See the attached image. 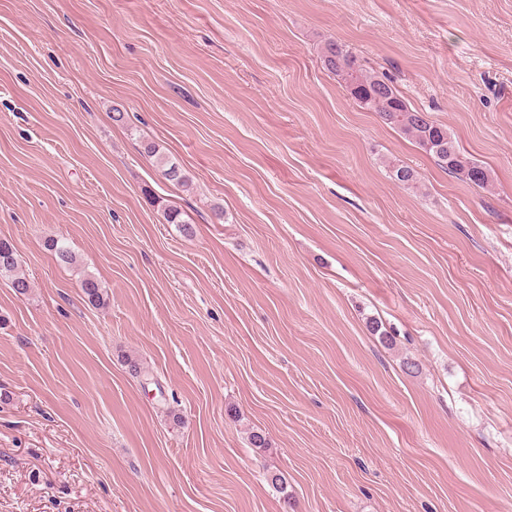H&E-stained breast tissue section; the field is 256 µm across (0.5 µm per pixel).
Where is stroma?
Segmentation results:
<instances>
[{
	"instance_id": "35a3bbf8",
	"label": "stroma",
	"mask_w": 512,
	"mask_h": 512,
	"mask_svg": "<svg viewBox=\"0 0 512 512\" xmlns=\"http://www.w3.org/2000/svg\"><path fill=\"white\" fill-rule=\"evenodd\" d=\"M0 240V512H512V0H0ZM322 57L327 69L340 78L363 108L376 112L386 124L400 130L449 174L478 187L487 186V169L460 151L446 127L430 120L425 112L411 108L385 76L367 71L336 41L324 45ZM10 279L11 288L16 294L27 295L31 290V281L26 274L19 270L18 257L10 244L0 242V275Z\"/></svg>"
}]
</instances>
